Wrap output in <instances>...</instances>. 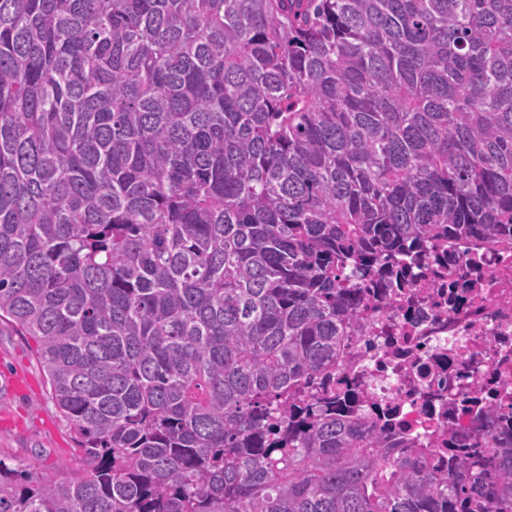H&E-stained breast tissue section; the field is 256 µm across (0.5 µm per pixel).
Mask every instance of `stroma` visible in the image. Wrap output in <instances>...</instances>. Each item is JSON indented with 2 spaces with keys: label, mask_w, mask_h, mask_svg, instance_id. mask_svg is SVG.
<instances>
[{
  "label": "stroma",
  "mask_w": 512,
  "mask_h": 512,
  "mask_svg": "<svg viewBox=\"0 0 512 512\" xmlns=\"http://www.w3.org/2000/svg\"><path fill=\"white\" fill-rule=\"evenodd\" d=\"M18 373L32 385L24 392L0 389V459L13 468L46 470L66 460L80 470L75 443L49 397L35 341L0 322V380Z\"/></svg>",
  "instance_id": "35a3bbf8"
}]
</instances>
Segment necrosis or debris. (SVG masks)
<instances>
[{"mask_svg":"<svg viewBox=\"0 0 512 512\" xmlns=\"http://www.w3.org/2000/svg\"><path fill=\"white\" fill-rule=\"evenodd\" d=\"M363 334L332 384L387 442L456 449L499 470L512 456V248L459 240L361 281Z\"/></svg>","mask_w":512,"mask_h":512,"instance_id":"1","label":"necrosis or debris"}]
</instances>
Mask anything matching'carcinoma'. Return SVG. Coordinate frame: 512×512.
Returning <instances> with one entry per match:
<instances>
[{
	"mask_svg": "<svg viewBox=\"0 0 512 512\" xmlns=\"http://www.w3.org/2000/svg\"><path fill=\"white\" fill-rule=\"evenodd\" d=\"M460 238L512 243V0H0V320L83 464L0 512H512L313 392Z\"/></svg>",
	"mask_w": 512,
	"mask_h": 512,
	"instance_id": "obj_1",
	"label": "carcinoma"
}]
</instances>
